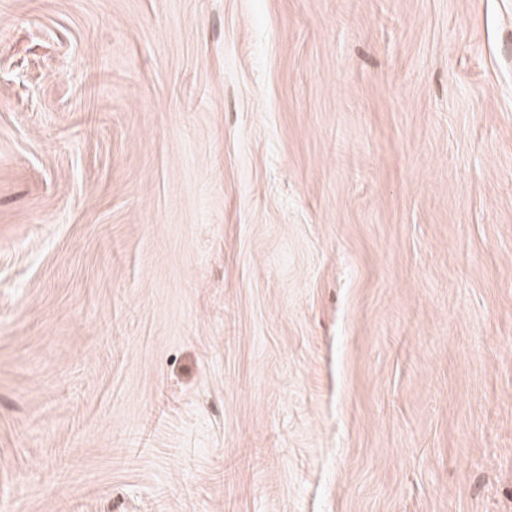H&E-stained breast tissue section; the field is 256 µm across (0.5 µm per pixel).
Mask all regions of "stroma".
Listing matches in <instances>:
<instances>
[{
	"instance_id": "1",
	"label": "stroma",
	"mask_w": 512,
	"mask_h": 512,
	"mask_svg": "<svg viewBox=\"0 0 512 512\" xmlns=\"http://www.w3.org/2000/svg\"><path fill=\"white\" fill-rule=\"evenodd\" d=\"M0 512H512V0H0Z\"/></svg>"
}]
</instances>
